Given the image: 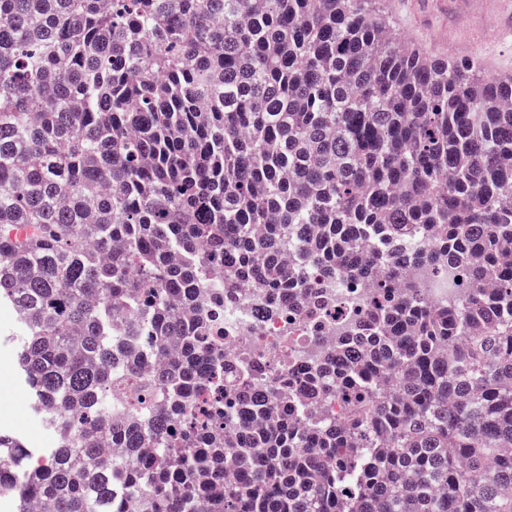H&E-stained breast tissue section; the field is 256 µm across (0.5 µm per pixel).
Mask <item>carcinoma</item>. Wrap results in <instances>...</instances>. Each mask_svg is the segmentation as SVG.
Segmentation results:
<instances>
[{"label": "carcinoma", "instance_id": "obj_1", "mask_svg": "<svg viewBox=\"0 0 512 512\" xmlns=\"http://www.w3.org/2000/svg\"><path fill=\"white\" fill-rule=\"evenodd\" d=\"M216 266L371 289L319 361L336 420L247 391L199 301ZM0 302L56 437L0 433L15 512H512V87L374 0H0ZM128 310L177 352L148 377ZM227 402L278 413L228 436ZM415 273V278L421 283L429 301L435 304H443L444 302L459 300L461 297L462 282L460 280L456 282L458 284L457 288H448V279L432 275L420 268L416 269Z\"/></svg>", "mask_w": 512, "mask_h": 512}]
</instances>
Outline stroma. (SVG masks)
<instances>
[{"label": "stroma", "instance_id": "obj_1", "mask_svg": "<svg viewBox=\"0 0 512 512\" xmlns=\"http://www.w3.org/2000/svg\"><path fill=\"white\" fill-rule=\"evenodd\" d=\"M391 27L409 42L448 58L445 38L468 55L489 61L488 76L512 73V0H381ZM21 325L10 307L0 306V432L23 438L28 447L50 448L54 436L32 407L17 376L11 339Z\"/></svg>", "mask_w": 512, "mask_h": 512}]
</instances>
